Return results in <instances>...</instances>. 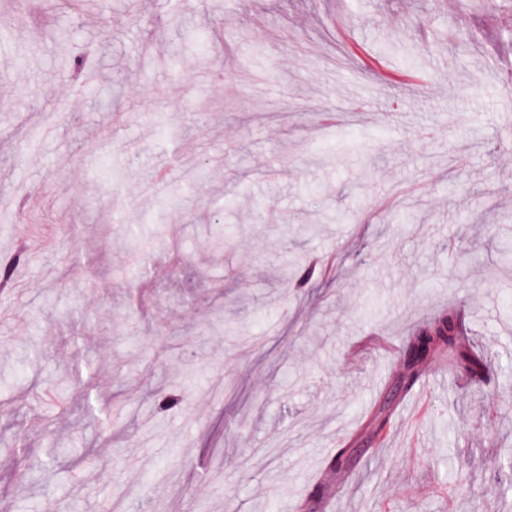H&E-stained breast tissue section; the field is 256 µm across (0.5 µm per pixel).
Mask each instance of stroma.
<instances>
[{
	"instance_id": "obj_1",
	"label": "stroma",
	"mask_w": 512,
	"mask_h": 512,
	"mask_svg": "<svg viewBox=\"0 0 512 512\" xmlns=\"http://www.w3.org/2000/svg\"><path fill=\"white\" fill-rule=\"evenodd\" d=\"M505 211L512 0H0V512H512ZM463 331L460 312L448 309V312L435 318L428 327L410 339L407 353L423 348L428 360L448 348V364L451 367L461 368L471 377L482 379L488 372L482 359L460 351L451 353L462 345Z\"/></svg>"
}]
</instances>
